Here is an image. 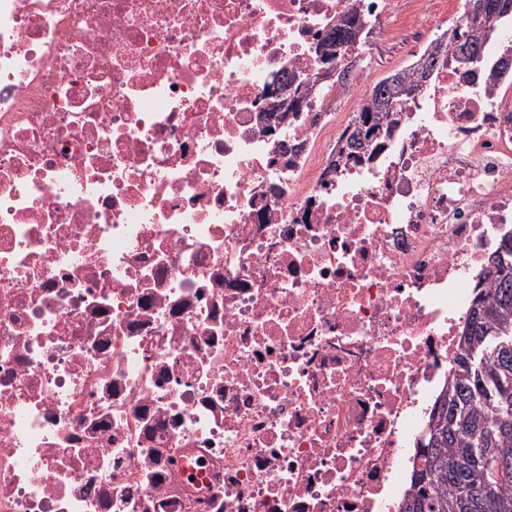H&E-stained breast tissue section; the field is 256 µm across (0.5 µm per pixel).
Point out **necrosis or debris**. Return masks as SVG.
Returning <instances> with one entry per match:
<instances>
[{
	"label": "necrosis or debris",
	"mask_w": 512,
	"mask_h": 512,
	"mask_svg": "<svg viewBox=\"0 0 512 512\" xmlns=\"http://www.w3.org/2000/svg\"><path fill=\"white\" fill-rule=\"evenodd\" d=\"M0 0V512H399L512 232V70L443 67L337 164L347 14ZM367 26V21L357 15H347L340 19V22L333 28L329 39H324L319 46L325 45L327 48H334L332 54L334 58L337 55V49L344 45L354 46L360 32ZM328 43V44H327Z\"/></svg>",
	"instance_id": "obj_1"
}]
</instances>
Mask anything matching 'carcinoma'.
<instances>
[{"instance_id": "obj_1", "label": "carcinoma", "mask_w": 512, "mask_h": 512, "mask_svg": "<svg viewBox=\"0 0 512 512\" xmlns=\"http://www.w3.org/2000/svg\"><path fill=\"white\" fill-rule=\"evenodd\" d=\"M367 21L347 15L322 41L328 48L355 45ZM442 52L424 70L421 61L384 78L372 88L347 134L346 158L369 151L397 124L395 111L384 107L421 92L418 77L434 75L441 66L475 72L484 66L483 48L488 40L478 18H465L437 38ZM476 59L462 65L458 59L465 45ZM492 287L477 293L459 333L452 377L438 398L428 422L435 424L416 445L421 466L412 479V493L399 512H512V474L493 481L488 466L499 463L512 471V237L504 238L489 260ZM478 358L469 368L464 349Z\"/></svg>"}]
</instances>
